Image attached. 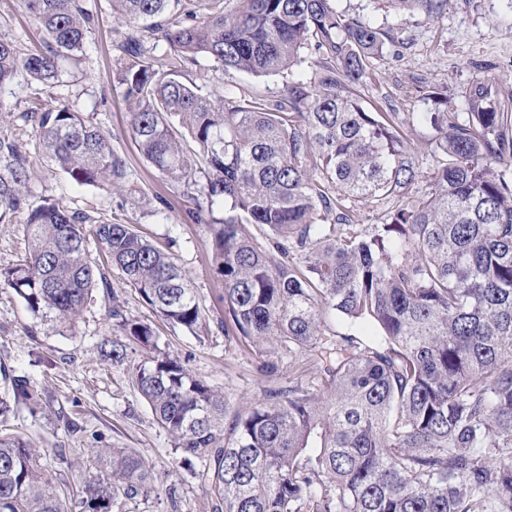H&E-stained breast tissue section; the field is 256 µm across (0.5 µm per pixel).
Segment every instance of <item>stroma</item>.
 Masks as SVG:
<instances>
[{"instance_id": "1", "label": "stroma", "mask_w": 512, "mask_h": 512, "mask_svg": "<svg viewBox=\"0 0 512 512\" xmlns=\"http://www.w3.org/2000/svg\"><path fill=\"white\" fill-rule=\"evenodd\" d=\"M89 2L99 14V25L83 59L84 77L63 83L58 95L77 109L93 113L100 127L111 134L112 148L125 162L128 190L117 194L80 186L60 171L39 164L30 183L33 198L50 197L107 215L123 213L138 234L159 247H171L206 317L205 336L167 328L114 270L110 278L116 297L128 316L157 328L162 349L178 356L193 375L223 391L228 415L245 412L263 389L287 386L296 378L297 366L285 359L273 375H259L254 350L225 338L219 325L224 316L219 300L224 286L213 272L208 228L189 220L192 200L179 195L140 155L129 131V108L115 65L120 26L108 0ZM336 7L349 15H370L388 35L383 54L369 67L362 96L366 105L406 119L412 150L423 169H431L434 163L431 132L419 124L417 115L435 111L431 92L447 94L452 112L465 111L463 92L478 75L490 76L503 91L512 93V0H452L434 19L422 13L406 17L388 13L376 9L373 0H336ZM196 79L210 92L232 96L249 91L270 103L280 100L285 90L281 77L256 79L212 68L207 62ZM157 196L169 203L159 213L147 204ZM108 305L101 291H94L78 322L64 326L33 314L21 298L0 289V364L32 377L71 411L77 428L71 431L54 420H32L23 409L0 422L39 446L40 464L52 474L61 472L55 454L59 448L73 455L97 443L139 450L154 465L159 491L124 501L122 512H213L215 500L204 462L178 467L171 438L132 387L130 366L143 360L144 352L130 346L128 363L119 366L100 356L101 342L119 337L106 315ZM169 487L175 489V498L167 497Z\"/></svg>"}]
</instances>
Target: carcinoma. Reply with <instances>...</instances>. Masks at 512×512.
Returning <instances> with one entry per match:
<instances>
[{"mask_svg":"<svg viewBox=\"0 0 512 512\" xmlns=\"http://www.w3.org/2000/svg\"><path fill=\"white\" fill-rule=\"evenodd\" d=\"M19 2L45 38L25 46L0 33V111L19 79L39 86L10 113L33 138L0 130V222L24 216L27 244L0 267V288L61 324L93 291L112 298V328L148 353L132 384L179 463H209L217 512H512V96L483 76L466 89L467 111L421 113L435 157L425 172L399 113L362 97L386 45L369 18L335 0H238L233 13L224 0H109L127 28L115 62L131 135L210 227L224 331L259 352L264 373L285 355L303 364L229 419L224 393L113 298L111 266L170 327L205 335L172 254L120 219L31 201L37 160L112 191L126 189L125 164L93 117L56 95L97 13L88 0ZM380 2L436 18L450 0ZM309 46L321 61L298 74ZM202 59L287 75L285 102L211 99L192 78ZM368 203L378 223H356ZM335 315L365 332L332 330ZM100 353L123 364L127 346ZM9 383L0 416L23 406L77 428L30 378ZM58 457L93 473L74 489L43 470L31 439L0 432V512H115L154 491L132 448Z\"/></svg>","mask_w":512,"mask_h":512,"instance_id":"obj_1","label":"carcinoma"}]
</instances>
